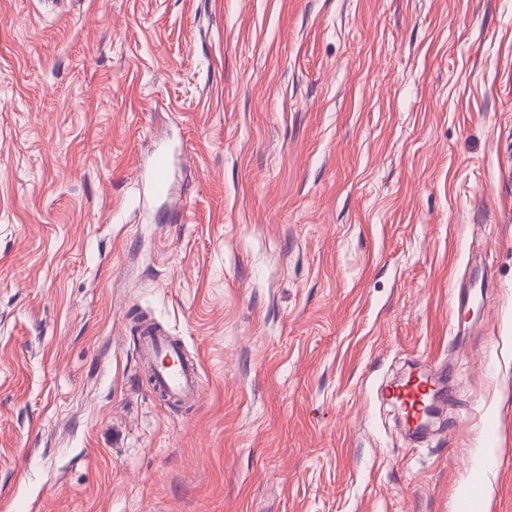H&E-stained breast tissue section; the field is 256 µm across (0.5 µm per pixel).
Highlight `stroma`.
I'll return each instance as SVG.
<instances>
[{"label": "stroma", "mask_w": 512, "mask_h": 512, "mask_svg": "<svg viewBox=\"0 0 512 512\" xmlns=\"http://www.w3.org/2000/svg\"><path fill=\"white\" fill-rule=\"evenodd\" d=\"M0 512H512V0H0ZM150 186L159 195L169 191V160L164 151L157 154L151 165ZM141 349L150 358L162 355L169 359L166 364L159 365L153 374L152 387L155 391L176 400L191 399L197 394L199 364L195 359L184 356L178 339L156 326L141 333ZM391 397L401 402L409 426L417 429L422 425L420 418L425 407L434 403L437 408L440 402L448 398L446 372H413L411 379L392 390Z\"/></svg>", "instance_id": "obj_1"}]
</instances>
